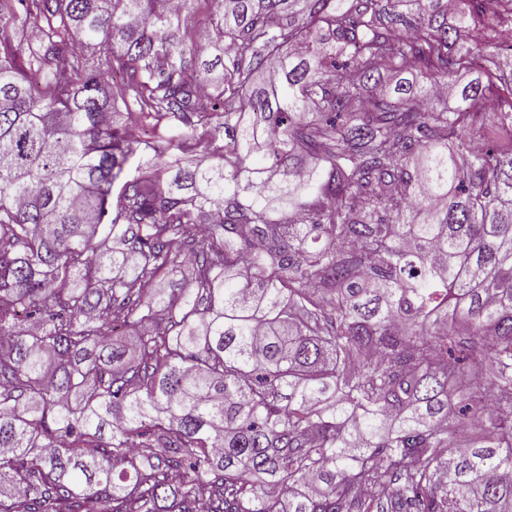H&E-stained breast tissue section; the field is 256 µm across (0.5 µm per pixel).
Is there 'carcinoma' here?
<instances>
[{
	"mask_svg": "<svg viewBox=\"0 0 512 512\" xmlns=\"http://www.w3.org/2000/svg\"><path fill=\"white\" fill-rule=\"evenodd\" d=\"M192 2L0 0V512H512V0ZM210 144V151L219 149L224 146V130H216L214 125L208 127V131L198 127L194 132V137L187 140L186 146L189 149L187 156L193 159H199L206 153L203 152L204 146Z\"/></svg>",
	"mask_w": 512,
	"mask_h": 512,
	"instance_id": "carcinoma-1",
	"label": "carcinoma"
}]
</instances>
